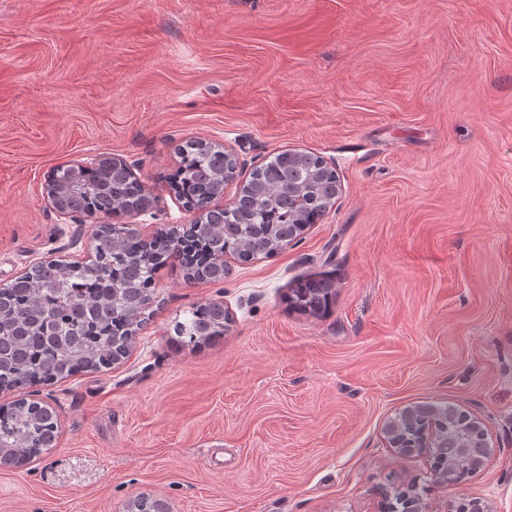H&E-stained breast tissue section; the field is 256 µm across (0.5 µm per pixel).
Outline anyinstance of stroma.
Segmentation results:
<instances>
[{
  "instance_id": "35a3bbf8",
  "label": "stroma",
  "mask_w": 512,
  "mask_h": 512,
  "mask_svg": "<svg viewBox=\"0 0 512 512\" xmlns=\"http://www.w3.org/2000/svg\"><path fill=\"white\" fill-rule=\"evenodd\" d=\"M235 150L232 199L283 151L333 168L335 204L221 282L155 275L127 357L41 390L52 448L0 467V512H512V0H0V287L84 259L104 216L60 219L52 170L122 156L153 205L141 238L196 216L171 190L179 145ZM332 282L327 313L291 307ZM233 320L203 344L193 307ZM444 404L488 430L455 486L386 422ZM332 293V285L328 280L307 278L301 280L291 291V303L313 315L327 311ZM177 336L188 337L189 343L207 342L224 334V312L212 304H200L193 308L185 322L176 325Z\"/></svg>"
}]
</instances>
